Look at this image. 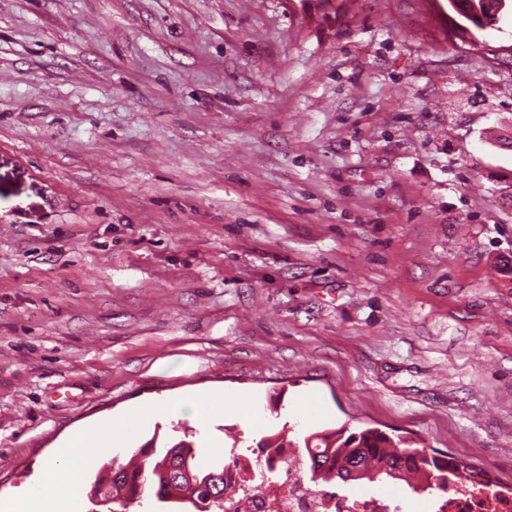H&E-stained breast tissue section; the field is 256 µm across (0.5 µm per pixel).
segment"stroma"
Instances as JSON below:
<instances>
[{"label": "stroma", "mask_w": 512, "mask_h": 512, "mask_svg": "<svg viewBox=\"0 0 512 512\" xmlns=\"http://www.w3.org/2000/svg\"><path fill=\"white\" fill-rule=\"evenodd\" d=\"M450 13L0 0L1 499L202 392L255 403L130 448L375 428L512 491V18Z\"/></svg>", "instance_id": "obj_1"}]
</instances>
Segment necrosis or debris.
<instances>
[{"instance_id": "necrosis-or-debris-1", "label": "necrosis or debris", "mask_w": 512, "mask_h": 512, "mask_svg": "<svg viewBox=\"0 0 512 512\" xmlns=\"http://www.w3.org/2000/svg\"><path fill=\"white\" fill-rule=\"evenodd\" d=\"M224 512H404L398 496L380 491L340 494L313 488L303 476L302 451L268 448L236 453L224 467ZM427 512H512V497L484 488L454 487Z\"/></svg>"}]
</instances>
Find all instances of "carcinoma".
I'll list each match as a JSON object with an SVG mask.
<instances>
[{
	"label": "carcinoma",
	"mask_w": 512,
	"mask_h": 512,
	"mask_svg": "<svg viewBox=\"0 0 512 512\" xmlns=\"http://www.w3.org/2000/svg\"><path fill=\"white\" fill-rule=\"evenodd\" d=\"M455 12L483 30L499 23L501 14H484L477 21L464 13L473 7L469 0H458ZM309 471L316 474L315 484L342 482L374 483L383 479L406 480L415 474L424 487L431 484L449 486L454 478L480 486H489V477L459 457L439 450L397 446L387 435L367 428L344 434L335 431L326 435L312 434L303 439ZM175 458L169 459L171 451ZM139 457L138 472H129L127 465L110 461L105 469L108 483L96 476L93 486H105L112 502L124 506L127 501L139 500L147 508L163 504L169 508H193V512H221L224 509V460L199 462L193 443L184 440L164 448L148 443L134 450ZM359 467L362 475L348 478L350 468Z\"/></svg>",
	"instance_id": "carcinoma-1"
}]
</instances>
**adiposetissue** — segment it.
I'll return each mask as SVG.
<instances>
[{
    "label": "adipose tissue",
    "mask_w": 512,
    "mask_h": 512,
    "mask_svg": "<svg viewBox=\"0 0 512 512\" xmlns=\"http://www.w3.org/2000/svg\"><path fill=\"white\" fill-rule=\"evenodd\" d=\"M175 410V405L164 403L140 407L126 414L118 425L102 424L78 436L70 445L59 449L56 459L44 469L42 482H55L60 467L83 465L89 459V449L125 447L128 439L155 417ZM4 512H79L77 490L71 485L50 499L33 488L26 495L6 504Z\"/></svg>",
    "instance_id": "obj_1"
}]
</instances>
